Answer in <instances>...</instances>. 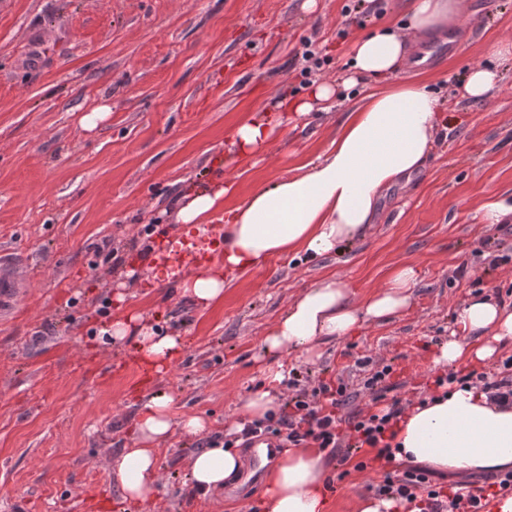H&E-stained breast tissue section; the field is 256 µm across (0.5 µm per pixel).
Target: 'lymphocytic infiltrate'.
<instances>
[{
  "label": "lymphocytic infiltrate",
  "mask_w": 512,
  "mask_h": 512,
  "mask_svg": "<svg viewBox=\"0 0 512 512\" xmlns=\"http://www.w3.org/2000/svg\"><path fill=\"white\" fill-rule=\"evenodd\" d=\"M368 372L362 390L374 406L357 413H345L350 395L344 383L319 382L312 389H299L278 412L244 424L228 448H249L258 442L276 441L281 448L313 446L337 459L339 465H352L364 472L382 467L381 481L374 484L377 496L391 497L413 505L417 512H484L487 497L483 488L469 482L449 487L433 483L428 470L410 466L394 472L391 441L403 408L400 400L385 402L384 382L392 367L366 357L361 361Z\"/></svg>",
  "instance_id": "obj_1"
}]
</instances>
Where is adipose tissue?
Wrapping results in <instances>:
<instances>
[{"label":"adipose tissue","instance_id":"obj_1","mask_svg":"<svg viewBox=\"0 0 512 512\" xmlns=\"http://www.w3.org/2000/svg\"><path fill=\"white\" fill-rule=\"evenodd\" d=\"M461 12L462 0H411L403 29L379 27L355 40L341 86L352 89L395 75L414 56L418 41L457 27ZM336 88L319 82L306 95L256 109L230 134L233 156L248 159L264 150L289 120L332 102ZM445 125L441 105L425 84L398 83L367 95L326 153L301 173L256 188L235 208L224 207L232 183L191 190L180 201L175 221L207 224L224 211V257L193 271L183 293L207 308L223 299L229 271H247L274 255L316 259L363 238L376 221L382 192L423 166ZM417 279L413 265H398L386 284L359 299L338 279L320 280L290 302L265 337L264 350L275 358L294 352L314 357L323 342L353 336L364 325L407 308ZM455 324L459 335L438 347L437 365L488 363L503 343L512 341V310L479 294L458 309ZM109 333L115 341H132L142 362L156 372L173 363L185 346L182 336L160 334L132 315H116ZM171 402L164 392L150 394L135 425V447L112 459V473L128 505L155 499L160 485L156 448L173 427L192 436L207 427L198 416L173 422ZM392 445L397 458L441 472L510 467L512 406H498L479 388L455 384L406 412ZM245 466L238 452L221 447L199 449L189 460L194 485L206 493L222 490ZM260 507L262 512H326L327 470L321 453L313 448L284 451L267 472Z\"/></svg>","mask_w":512,"mask_h":512}]
</instances>
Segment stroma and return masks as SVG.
Listing matches in <instances>:
<instances>
[{"label": "stroma", "instance_id": "35a3bbf8", "mask_svg": "<svg viewBox=\"0 0 512 512\" xmlns=\"http://www.w3.org/2000/svg\"><path fill=\"white\" fill-rule=\"evenodd\" d=\"M0 0V254L27 292L0 322V512H262L265 485L204 493L188 478L191 455L225 440L241 402L265 382L263 340L303 289L334 276L363 297L410 263L419 281L407 309L354 336L323 344L311 362H281L299 380L342 379L353 413L368 401L357 361L393 367L395 397L419 403L437 374L457 309L483 294L512 310V232L477 211L512 198V0H463L454 51L425 63L426 82L453 114L423 168L385 191L376 224L340 254L273 256L228 276L223 300L201 308L179 281L159 285L145 258L159 238L189 233L173 212L191 189L232 182L231 207L256 187L297 174L335 139L341 116L366 88L289 122L247 164L228 134L252 111L301 88L306 46L319 81L341 79L353 42L374 25H401L408 0H376L363 25L345 22L349 0ZM498 70L490 99L460 98L467 69ZM111 113L85 130V111ZM223 158V168L213 166ZM123 262L111 268L107 246ZM124 302H117V294ZM185 336L181 356L143 377L130 344L109 342L118 311ZM164 391L171 415L203 417L207 431L173 430L157 447L156 499L134 509L110 476L113 453L132 447L143 395ZM329 512H356L371 474L342 472Z\"/></svg>", "mask_w": 512, "mask_h": 512}]
</instances>
